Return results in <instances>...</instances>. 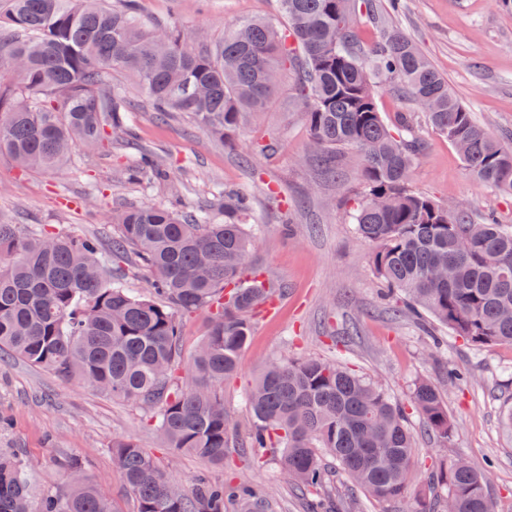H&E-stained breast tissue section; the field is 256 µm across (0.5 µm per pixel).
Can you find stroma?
I'll use <instances>...</instances> for the list:
<instances>
[{"label": "stroma", "instance_id": "obj_1", "mask_svg": "<svg viewBox=\"0 0 512 512\" xmlns=\"http://www.w3.org/2000/svg\"><path fill=\"white\" fill-rule=\"evenodd\" d=\"M139 13L162 23L178 14L196 46L220 40L226 23L279 17L278 0H137ZM389 26L404 31L448 78L456 97L496 138L512 137V11L493 0H401ZM291 77L282 74L266 112L249 122L235 145L198 130L189 115L169 120L136 108L131 140L106 138L96 148L76 150L56 172L25 170L0 155V218L34 224L67 235L97 237L111 251L112 213L129 204L209 208L220 188L248 191L253 208L251 268L278 287L272 315L257 314L239 372L223 386L233 420L234 444L222 465L168 448L146 408L63 380L23 360L0 355V451L23 458L37 493L59 490L68 457L81 458L86 472L114 512H135L136 503L112 466L117 438L150 451L186 494L200 477L265 487L263 512H307L279 455L267 448L238 451L251 420L247 393L261 364L271 359H339L374 379L400 404L414 383L438 385L454 425L449 443L428 434L416 412H408L418 468L462 457L485 471L502 512H512V433L501 417L512 407V345L476 348L455 337L427 314L399 316L382 300L371 263L373 248L359 239L347 210L363 188L358 160L337 158V178L307 159L309 131ZM427 143L409 186L474 219L496 213L512 225V196L484 185L467 171L460 155L428 126ZM163 165L151 183L129 180L144 151ZM463 368L464 384L448 372ZM319 499L338 512H420L422 483L389 509L354 491L334 473Z\"/></svg>", "mask_w": 512, "mask_h": 512}]
</instances>
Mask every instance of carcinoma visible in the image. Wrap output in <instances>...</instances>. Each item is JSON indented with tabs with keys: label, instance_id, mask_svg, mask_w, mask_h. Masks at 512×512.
I'll list each match as a JSON object with an SVG mask.
<instances>
[{
	"label": "carcinoma",
	"instance_id": "carcinoma-1",
	"mask_svg": "<svg viewBox=\"0 0 512 512\" xmlns=\"http://www.w3.org/2000/svg\"><path fill=\"white\" fill-rule=\"evenodd\" d=\"M3 2L0 30L10 36L0 45V74L16 59L27 70L16 85L0 83V154L23 169L53 172L76 148L127 132L131 106L112 87L117 70L133 75L161 115L187 113L201 131L232 145L272 100L276 86L266 85V76L290 70L312 159L330 172L338 153L362 160L364 191L349 223L373 246L383 287L403 298L395 312L421 309L477 347L512 344V226L476 222L410 189L425 143L410 134L414 113L384 121L377 83H395L414 104L428 100V125L478 181L509 195L512 147L475 121L405 33L391 32L369 48L361 43L349 18L359 2L372 25H384L374 0H280L285 26L236 22L206 50L194 48L176 21L143 19L136 0ZM160 173L159 161L145 153L132 177ZM212 210L218 217L127 206L112 218L110 256L91 237L0 222V352L147 406L167 447L222 465L232 422L220 388L236 374L251 316L274 288L257 272L244 275L249 194L226 189ZM113 257L146 267L150 292L134 293L113 276ZM198 313L206 314L207 332L191 361L194 384L186 386L181 319ZM410 398L427 431L448 442L453 425L440 389L421 379ZM248 401L251 447H281V468L301 492L328 480L319 448L382 506L403 499L418 479L405 409L340 362L271 360ZM112 460L136 512H224L230 496L255 512L266 496L263 488L229 481L203 482L188 496L130 439L112 442ZM64 468L65 486L37 498L22 457L0 452V512H114L81 459L69 458ZM425 487V512H442L450 498L455 512H498L485 472L456 460L432 468Z\"/></svg>",
	"mask_w": 512,
	"mask_h": 512
}]
</instances>
